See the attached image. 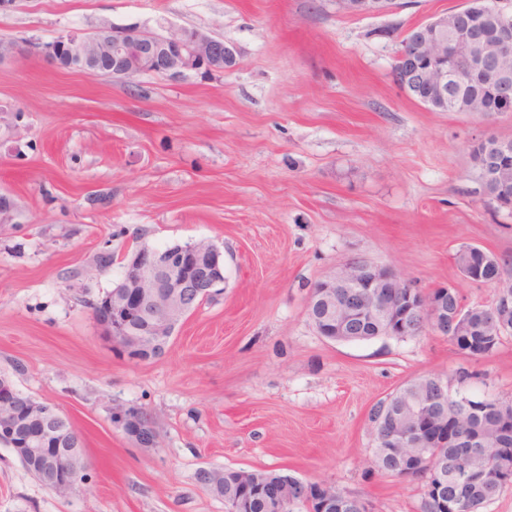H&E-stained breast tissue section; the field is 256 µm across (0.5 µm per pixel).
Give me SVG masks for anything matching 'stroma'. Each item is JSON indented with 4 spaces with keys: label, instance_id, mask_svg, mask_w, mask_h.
I'll list each match as a JSON object with an SVG mask.
<instances>
[{
    "label": "stroma",
    "instance_id": "35a3bbf8",
    "mask_svg": "<svg viewBox=\"0 0 512 512\" xmlns=\"http://www.w3.org/2000/svg\"><path fill=\"white\" fill-rule=\"evenodd\" d=\"M465 0H396L353 15L337 0H14L0 39L78 28H197L235 43L229 74L175 82L61 71L26 52L0 62V375L68 416L89 467L46 489L0 446V512H224L200 468L279 470L325 482L369 512H420V482L369 472L368 412L433 374L478 399L512 400V335L486 356L448 338L332 342L309 289L361 256L423 290L465 279L475 245L509 264L512 212L476 195L473 141L512 139V114L435 112L392 77L407 30ZM208 241L224 291L134 363L92 315L137 247ZM111 253V267L95 259ZM144 407L161 434L137 447L113 404Z\"/></svg>",
    "mask_w": 512,
    "mask_h": 512
}]
</instances>
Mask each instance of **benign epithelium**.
Here are the masks:
<instances>
[{"label": "benign epithelium", "instance_id": "1", "mask_svg": "<svg viewBox=\"0 0 512 512\" xmlns=\"http://www.w3.org/2000/svg\"><path fill=\"white\" fill-rule=\"evenodd\" d=\"M353 14L389 11L394 0H338ZM413 51L397 61L395 82L411 98H435L446 108L455 99L456 83L462 73L473 80L494 83L487 110L495 114L512 112V82L500 79L507 71L502 65L512 56V20L501 13L498 23L486 25L465 9H456L419 23L407 30ZM32 49L61 70L97 75L102 56L112 58V76L130 80L156 74L180 81L192 76L226 74L238 66L239 49L231 41L200 29L178 28L156 42L137 26L103 27L91 38L78 28L59 34L49 46L33 43ZM487 178L512 163L507 146L480 140ZM469 265L464 276L476 283L496 284L492 274L495 261L483 249L470 246ZM222 253L211 242H194L178 251L137 250L126 258L122 280L110 292L109 318L100 322L104 334L125 356L137 361L135 353L151 342L164 346L184 320L197 298L207 299L220 291L224 273ZM415 284L397 270L365 258L341 263L328 278L311 289L308 319L318 335L352 336L355 328L378 321L383 336H417L418 319L430 331L446 336H465L469 329L467 308L458 304L448 312V286L430 293H416ZM430 400L402 415L370 424L375 442L400 447L413 437L430 444L467 443L474 452L484 447L482 434L459 433L448 417H429ZM112 421L141 448H156L160 432L154 417L139 406L112 407ZM0 444L7 446L27 465L38 469L45 487L65 494L85 480L87 461L78 434L67 426L57 409L47 403H33L6 378L0 380ZM269 512H282L288 502V487L267 488Z\"/></svg>", "mask_w": 512, "mask_h": 512}]
</instances>
